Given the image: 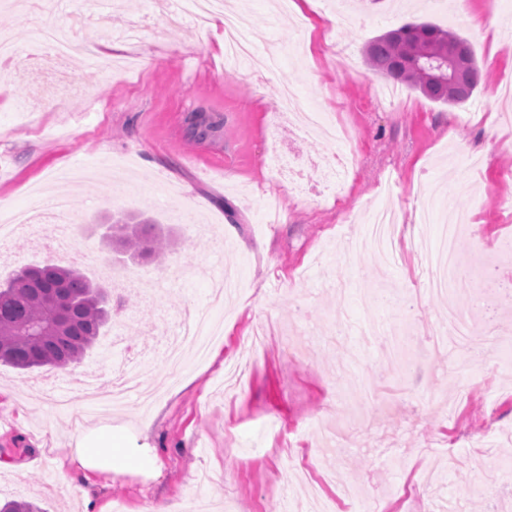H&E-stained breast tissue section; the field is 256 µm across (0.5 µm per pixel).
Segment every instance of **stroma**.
Here are the masks:
<instances>
[{
  "label": "stroma",
  "instance_id": "35a3bbf8",
  "mask_svg": "<svg viewBox=\"0 0 512 512\" xmlns=\"http://www.w3.org/2000/svg\"><path fill=\"white\" fill-rule=\"evenodd\" d=\"M171 0H0V29L30 52L32 27L51 24L83 43L63 67L73 77L95 60L87 95L47 96L37 109L16 104L43 62L19 75L0 71V215L22 209L42 185L67 196L84 254L78 268L127 300L96 346L72 368L22 373L0 365V457H27L26 469H0V499L31 498L42 512H83L93 491L107 512H320L324 501L358 497L348 512H512V304L484 301L478 284L506 270L477 269L512 236V0H315L306 16L287 0H241L256 34L254 61L230 73L212 26L168 21ZM408 22H431L467 38L488 78L465 103L448 106L405 85L380 97L386 79L364 60L375 36ZM135 30L116 68L91 58L105 33ZM300 104L336 114L347 137L301 138L280 114L282 81ZM203 107L224 118V134L192 145L183 117ZM306 167L301 194L274 169L278 153ZM336 152L351 165L339 183H321L310 160ZM392 206L401 235L399 264L362 247L373 211ZM473 214L456 261L469 281L444 298L428 291L415 245H432L449 211ZM151 218L177 242L167 267L183 282L158 280L152 295L103 274L156 273L105 245L113 219ZM242 290L212 303L222 272ZM492 325L495 347L459 366L455 343L434 349L428 335L447 305ZM210 309L223 332L224 360L244 375L234 394L224 370L186 351L179 381L157 354L159 316ZM383 338L367 341L366 324ZM270 336L252 348L257 327ZM122 341L106 371L98 365L113 336ZM295 344L292 358L284 344ZM136 366L151 405L132 394L102 411L83 400L86 373L117 380ZM469 381L460 392L461 381ZM129 428L146 427L159 477L126 475L88 487L63 466L76 423L72 409ZM287 427L289 447L274 439ZM484 493H477L476 485Z\"/></svg>",
  "mask_w": 512,
  "mask_h": 512
}]
</instances>
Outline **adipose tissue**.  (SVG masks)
<instances>
[{"instance_id":"obj_1","label":"adipose tissue","mask_w":512,"mask_h":512,"mask_svg":"<svg viewBox=\"0 0 512 512\" xmlns=\"http://www.w3.org/2000/svg\"><path fill=\"white\" fill-rule=\"evenodd\" d=\"M70 462L83 479L104 475L115 479L127 474L157 476L161 470L155 448L137 443L134 436L111 421L90 419L77 429Z\"/></svg>"}]
</instances>
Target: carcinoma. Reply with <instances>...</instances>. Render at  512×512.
I'll list each match as a JSON object with an SVG mask.
<instances>
[{
	"instance_id": "obj_1",
	"label": "carcinoma",
	"mask_w": 512,
	"mask_h": 512,
	"mask_svg": "<svg viewBox=\"0 0 512 512\" xmlns=\"http://www.w3.org/2000/svg\"><path fill=\"white\" fill-rule=\"evenodd\" d=\"M454 48L471 65L472 78L453 87L424 83V63ZM367 66L395 82L407 85L428 99L447 105L469 100L481 80L469 42L459 34L428 23H407L385 32L367 44ZM190 142L203 143L223 127L197 112L185 117ZM107 244L155 262L167 254L172 241L153 232L148 224L128 227L122 220L112 225ZM112 294L93 284L79 271L57 264L24 266L0 284V362L27 371L51 366L67 368L82 360L95 345L111 318ZM0 512H41L34 503L6 500Z\"/></svg>"
}]
</instances>
